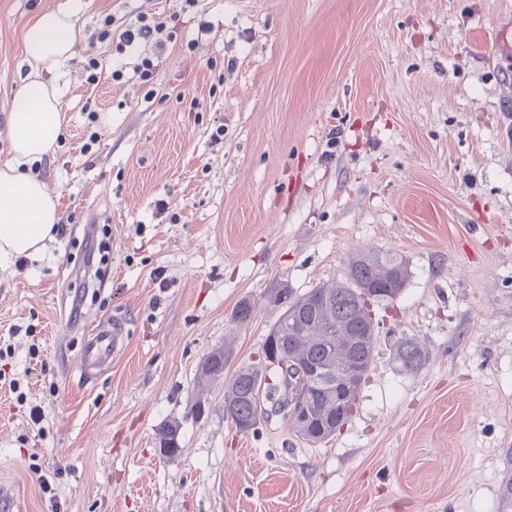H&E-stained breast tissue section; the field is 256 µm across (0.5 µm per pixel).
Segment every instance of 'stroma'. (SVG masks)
<instances>
[{
	"label": "stroma",
	"instance_id": "stroma-1",
	"mask_svg": "<svg viewBox=\"0 0 512 512\" xmlns=\"http://www.w3.org/2000/svg\"><path fill=\"white\" fill-rule=\"evenodd\" d=\"M179 7L0 0V166L25 28L66 10L84 34L31 166L66 223L0 263V487L20 512H512V0H199L147 81L153 47L100 36ZM368 250L410 278L371 305L379 354L340 431L308 444L265 412L238 433L220 384L192 414L211 349L231 343L228 377L257 363L271 289L344 281ZM115 314L127 349L84 379L70 324ZM405 336L429 353L415 374ZM394 359L401 371L415 374L427 365L429 354L415 338H403L394 351ZM180 432L181 423L176 420L165 423L157 430L156 439L163 454L166 451L167 456H174L181 452Z\"/></svg>",
	"mask_w": 512,
	"mask_h": 512
}]
</instances>
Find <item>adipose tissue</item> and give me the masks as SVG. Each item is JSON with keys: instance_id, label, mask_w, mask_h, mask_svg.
<instances>
[{"instance_id": "adipose-tissue-1", "label": "adipose tissue", "mask_w": 512, "mask_h": 512, "mask_svg": "<svg viewBox=\"0 0 512 512\" xmlns=\"http://www.w3.org/2000/svg\"><path fill=\"white\" fill-rule=\"evenodd\" d=\"M81 39L80 27L62 10L42 13L24 31L30 70L6 118L12 160L0 167V260L38 257L57 231L54 193L29 167L52 153L62 133L59 88L48 77L60 72Z\"/></svg>"}]
</instances>
